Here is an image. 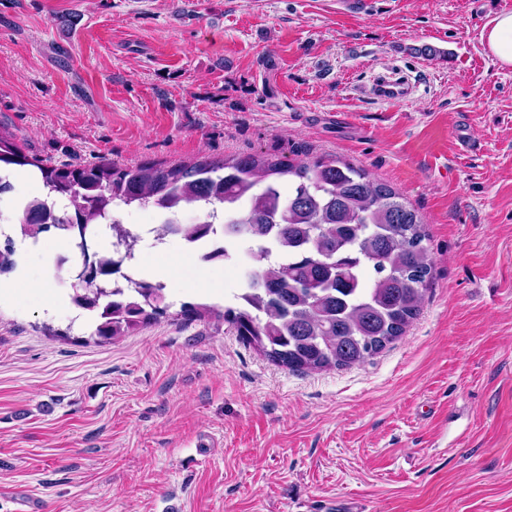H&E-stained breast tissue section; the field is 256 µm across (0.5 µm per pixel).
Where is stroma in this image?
I'll return each mask as SVG.
<instances>
[{
  "label": "stroma",
  "mask_w": 512,
  "mask_h": 512,
  "mask_svg": "<svg viewBox=\"0 0 512 512\" xmlns=\"http://www.w3.org/2000/svg\"><path fill=\"white\" fill-rule=\"evenodd\" d=\"M512 0H0V131L54 164L336 156L419 210L432 280L404 336L300 374L217 312L238 259L94 336L53 233L0 298V512H512ZM75 18L72 28L62 18ZM432 55H423V48ZM396 68L402 103L369 93ZM479 148L464 151L460 137ZM482 40L487 51L505 67H512V13L499 14L483 31Z\"/></svg>",
  "instance_id": "35a3bbf8"
}]
</instances>
